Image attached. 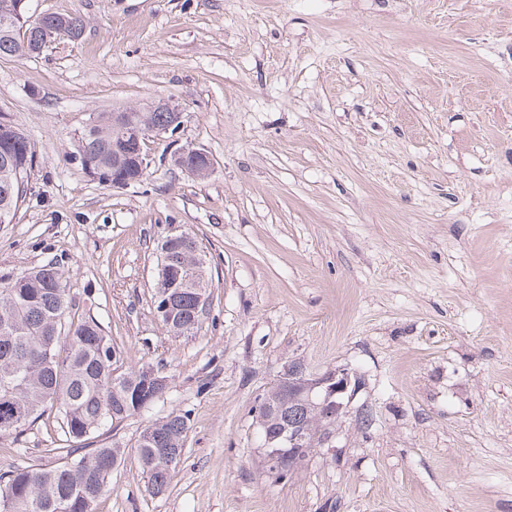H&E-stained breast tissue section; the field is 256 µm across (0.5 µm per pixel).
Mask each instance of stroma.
I'll use <instances>...</instances> for the list:
<instances>
[{
	"mask_svg": "<svg viewBox=\"0 0 512 512\" xmlns=\"http://www.w3.org/2000/svg\"><path fill=\"white\" fill-rule=\"evenodd\" d=\"M80 37L0 58V120L35 160L0 280L51 264L123 369L162 397L96 438L122 448L97 512H512V0H29ZM163 97L142 182L83 166L99 112ZM205 149L200 180L167 162ZM193 234L212 280L195 335L154 303L160 245ZM360 387L332 445L264 463L260 399L289 360ZM190 428L147 490L142 430ZM46 411L0 474L60 462Z\"/></svg>",
	"mask_w": 512,
	"mask_h": 512,
	"instance_id": "obj_1",
	"label": "stroma"
}]
</instances>
